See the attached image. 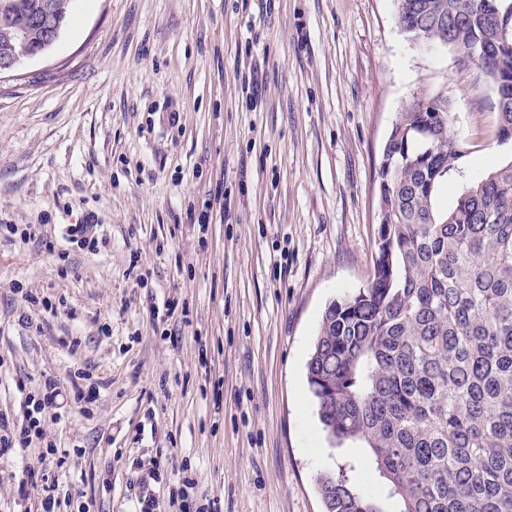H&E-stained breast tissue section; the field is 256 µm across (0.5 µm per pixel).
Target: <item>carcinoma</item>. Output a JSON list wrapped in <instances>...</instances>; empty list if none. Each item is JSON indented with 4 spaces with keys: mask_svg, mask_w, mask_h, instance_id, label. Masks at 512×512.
Masks as SVG:
<instances>
[{
    "mask_svg": "<svg viewBox=\"0 0 512 512\" xmlns=\"http://www.w3.org/2000/svg\"><path fill=\"white\" fill-rule=\"evenodd\" d=\"M47 1L66 23L68 0H0V57L27 59ZM480 2L402 0L396 16L416 47L478 64L509 139L512 0ZM450 108L423 93L393 123L372 278L326 305L307 380L323 428L367 449L401 512H512V161L439 209L467 155L448 135ZM352 471L317 479L325 512H380ZM465 181L456 178H448L447 184L438 192L436 196V205L441 210L452 209L462 193Z\"/></svg>",
    "mask_w": 512,
    "mask_h": 512,
    "instance_id": "1",
    "label": "carcinoma"
}]
</instances>
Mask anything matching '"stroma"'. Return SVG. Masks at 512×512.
<instances>
[{
	"mask_svg": "<svg viewBox=\"0 0 512 512\" xmlns=\"http://www.w3.org/2000/svg\"><path fill=\"white\" fill-rule=\"evenodd\" d=\"M427 89L471 149L449 210L512 141L477 64L411 44L395 0H72L53 47L0 75V224L58 249L0 234V411L77 369L99 395L45 423L64 468L43 448L0 460V512H34L27 468L70 490L60 512L79 493L139 512L159 453L161 512H322L316 480L347 462L400 512L365 449L332 446L306 363L325 305L371 279L376 169ZM72 224L102 244L69 243Z\"/></svg>",
	"mask_w": 512,
	"mask_h": 512,
	"instance_id": "35a3bbf8",
	"label": "stroma"
}]
</instances>
